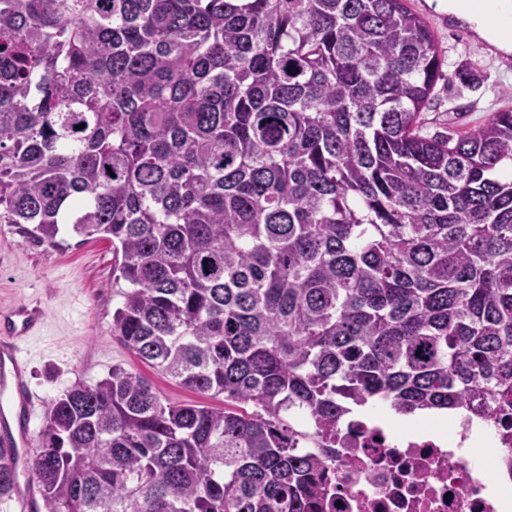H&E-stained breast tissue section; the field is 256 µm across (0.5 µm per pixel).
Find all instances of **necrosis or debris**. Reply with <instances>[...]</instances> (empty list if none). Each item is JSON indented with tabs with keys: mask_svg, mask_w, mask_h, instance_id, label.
<instances>
[{
	"mask_svg": "<svg viewBox=\"0 0 512 512\" xmlns=\"http://www.w3.org/2000/svg\"><path fill=\"white\" fill-rule=\"evenodd\" d=\"M336 441L324 512H512V438L490 423L397 429L352 416Z\"/></svg>",
	"mask_w": 512,
	"mask_h": 512,
	"instance_id": "necrosis-or-debris-1",
	"label": "necrosis or debris"
}]
</instances>
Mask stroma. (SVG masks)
<instances>
[{
  "mask_svg": "<svg viewBox=\"0 0 512 512\" xmlns=\"http://www.w3.org/2000/svg\"><path fill=\"white\" fill-rule=\"evenodd\" d=\"M433 31L444 59L440 80L424 112L427 133L462 132L512 109V68L473 29L448 23L438 0H408ZM468 81H459V74ZM38 301L46 325L29 343L31 385L39 399L36 423H43L58 395L75 382L95 383L120 366L140 373L166 399L222 407L223 397L189 390L141 362L112 334V311L120 305L112 286L109 241L64 234L60 245L26 240L18 227L0 224V305Z\"/></svg>",
  "mask_w": 512,
  "mask_h": 512,
  "instance_id": "1",
  "label": "stroma"
}]
</instances>
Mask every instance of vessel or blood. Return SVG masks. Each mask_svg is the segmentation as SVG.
<instances>
[{
	"label": "vessel or blood",
	"mask_w": 512,
	"mask_h": 512,
	"mask_svg": "<svg viewBox=\"0 0 512 512\" xmlns=\"http://www.w3.org/2000/svg\"><path fill=\"white\" fill-rule=\"evenodd\" d=\"M44 320V308L36 301L0 309V451L15 455L21 465L36 452L32 421L37 400L26 342ZM39 493L33 479H19L7 498L9 512H35Z\"/></svg>",
	"instance_id": "1"
}]
</instances>
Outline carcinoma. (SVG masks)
<instances>
[{
	"label": "carcinoma",
	"instance_id": "cac0c4a2",
	"mask_svg": "<svg viewBox=\"0 0 512 512\" xmlns=\"http://www.w3.org/2000/svg\"><path fill=\"white\" fill-rule=\"evenodd\" d=\"M406 2L0 0V224L111 241L112 335L224 396L67 388L45 512H322L293 419L330 445L374 401L512 431V110L423 131L443 58Z\"/></svg>",
	"mask_w": 512,
	"mask_h": 512
}]
</instances>
